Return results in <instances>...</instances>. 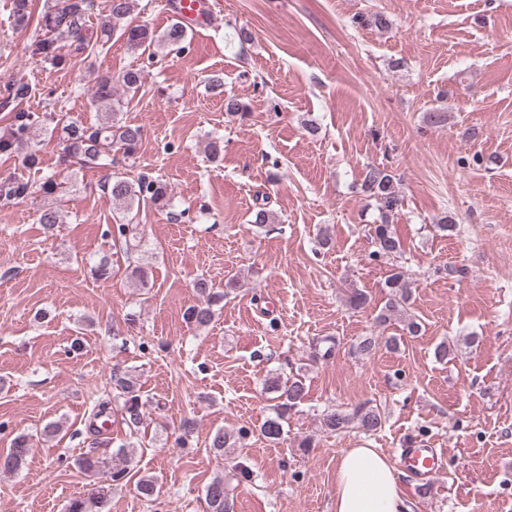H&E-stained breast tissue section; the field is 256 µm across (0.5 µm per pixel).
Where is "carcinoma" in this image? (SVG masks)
Returning <instances> with one entry per match:
<instances>
[{
    "label": "carcinoma",
    "instance_id": "1",
    "mask_svg": "<svg viewBox=\"0 0 512 512\" xmlns=\"http://www.w3.org/2000/svg\"><path fill=\"white\" fill-rule=\"evenodd\" d=\"M109 8L112 20L117 21L131 15L138 8V3L137 0H110ZM90 14L89 0H55L45 15L46 32L31 44V55L54 68L62 69L70 65L73 57L88 49L92 38L109 41L112 36V29L109 27H102L100 34L96 36L88 33ZM124 35L127 44L134 50L158 43L182 51L187 42V27L177 20L158 34L143 24L126 29ZM114 82L108 77H102L97 81L90 104L95 111L101 110L105 115L90 126L76 120L62 124L51 112L39 113L19 108L20 104L31 98L33 88L21 81L8 83L4 95L0 97V110L9 111L12 120L9 132L0 135V153L20 154L28 172H40V157L29 145L30 135L54 123L61 125V162L64 165L77 164L82 168L97 165L106 153L112 150L122 153L125 160H135L143 141V129L140 126L125 124L118 117L121 102L115 98ZM66 189V181H59L52 175L37 180L23 176L11 177L0 180V199L20 201L37 192L44 196H52ZM100 189L108 194L112 201L123 205L128 211L142 203H149L159 209L171 207V197L166 184L147 174L141 173L135 179L115 174L104 181ZM361 190L366 197L375 201L380 215V223L372 224L368 229L375 247L371 252V258L390 257L401 253L403 242L392 224V215L401 205L395 175L383 166L369 165L364 172ZM37 221L46 231L52 232L63 223V215L55 207L44 206L39 209ZM140 234L141 231L136 224L128 222L112 225V240L119 243L134 240ZM384 287L388 288V294L384 306L377 315V326L382 327L399 320L403 322V329L409 335H419L422 324L410 314L412 287L406 274L400 269L392 270L385 280ZM195 288L198 301L185 309L184 318L188 324L203 328L211 323L213 307L224 298V293L215 290L213 285L203 278L196 282ZM401 342L400 336H362L353 349L358 354L370 356L381 343L387 349L396 351L400 348ZM268 390L276 393L274 416L267 419L259 431L268 441L279 444L284 441L283 422L287 421L288 415L305 400L307 387L305 380L295 374L284 380L273 379L268 385ZM112 392L113 398L99 399L91 409L88 432L93 436L96 445L102 444V436L107 434L106 422L112 416V400L121 401L122 421L129 432L137 431L144 421L146 400L143 399L140 385L133 377L117 370L112 372ZM353 426L367 433L377 432L383 427L382 414L378 408L364 404L350 411L338 409L326 413L321 420V429L327 434H337ZM33 446L31 436H17L8 452L0 457V470H19ZM210 447L222 453L226 448L236 447V441L224 430L218 429L211 436ZM79 465L85 472L94 475L110 473V482L100 485L87 498L70 500L66 512H108L111 483L123 480L126 469L110 468L109 461L93 450L84 454L79 460ZM137 491L143 499L155 501L160 494L158 480L152 476L141 478L137 484ZM205 502L207 512H234L231 489L222 477L214 478L206 486Z\"/></svg>",
    "mask_w": 512,
    "mask_h": 512
}]
</instances>
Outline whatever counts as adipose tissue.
Wrapping results in <instances>:
<instances>
[{
  "label": "adipose tissue",
  "instance_id": "ef3b65f1",
  "mask_svg": "<svg viewBox=\"0 0 512 512\" xmlns=\"http://www.w3.org/2000/svg\"><path fill=\"white\" fill-rule=\"evenodd\" d=\"M332 512H408L393 461L364 446L345 449L336 463Z\"/></svg>",
  "mask_w": 512,
  "mask_h": 512
}]
</instances>
